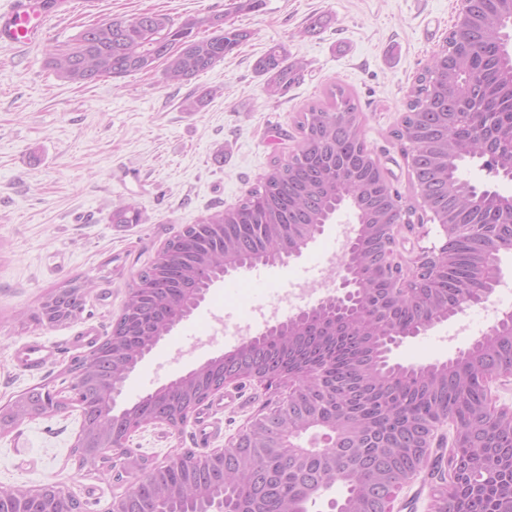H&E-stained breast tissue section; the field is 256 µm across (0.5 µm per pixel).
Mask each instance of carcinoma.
<instances>
[{"mask_svg":"<svg viewBox=\"0 0 512 512\" xmlns=\"http://www.w3.org/2000/svg\"><path fill=\"white\" fill-rule=\"evenodd\" d=\"M163 21L182 48L168 53L147 30ZM512 0H462L455 27L417 75L405 112L393 130L409 159L414 189L428 211L450 224H470L433 275L414 279L400 298L385 295L383 224L411 219L401 194L387 180L364 137V115L353 96L338 85L326 106H311L297 122L301 139L285 163L273 165L264 181L237 204L186 224L158 257L133 275L124 310L138 303L149 315L161 306L171 312L157 326L167 335L179 314L211 277L225 268L270 264L289 243L314 235V225L349 208L358 224L376 228L363 238L353 258L361 289V309L348 310L343 331L331 327L333 310H322L279 333L242 342L224 361L199 374L193 389L148 393L126 408L127 423L164 417L181 421L208 398L224 378L261 376L293 379L288 406L270 413L265 425L245 434V446H230L215 459L189 450L167 468L141 466L130 472L129 495L114 503L120 512H207L224 502V512H309L324 492L343 488L336 512H389L403 479L421 456L415 446L427 433L425 421L446 412L456 423L448 466L463 465L451 489H438L435 512H512L507 476L512 474V417L490 412L484 383L491 373L512 374V328L505 325L467 357L446 366L409 365L394 373L381 366L378 342L388 328L413 330L452 310L472 305L478 286L499 275L485 262L498 245L512 247V224L485 227L489 214L506 213L512 196L495 193L488 206H475L459 189L461 165L489 146L496 176L512 163V50L508 49ZM251 32L228 27L222 13L179 24L157 13L98 21L82 29L72 49L47 53L57 78L87 85L112 77L154 70L186 85L213 69L247 41ZM262 94L276 102L304 78V66L288 60L283 45L255 64ZM212 91L193 88L179 108L199 112ZM113 224H139L141 213L120 204ZM125 361L112 363V381L90 380L79 402L112 421L107 397L125 382ZM45 391L33 387L0 405L8 426L48 415ZM322 432L331 443L320 455L292 457L288 434Z\"/></svg>","mask_w":512,"mask_h":512,"instance_id":"1","label":"carcinoma"}]
</instances>
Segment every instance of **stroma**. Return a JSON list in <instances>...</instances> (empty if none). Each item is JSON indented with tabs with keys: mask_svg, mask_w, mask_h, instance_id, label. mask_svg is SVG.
<instances>
[{
	"mask_svg": "<svg viewBox=\"0 0 512 512\" xmlns=\"http://www.w3.org/2000/svg\"><path fill=\"white\" fill-rule=\"evenodd\" d=\"M238 0H93L51 20L46 44L0 48V404L37 385L61 389L64 369L86 353L92 340L109 335L122 313L133 274L149 263L167 239L217 206L236 204L272 168L287 161L300 138L297 121L311 105L325 102L333 85L349 89L366 116L365 140L379 156L393 185L409 205L422 202L410 185L408 163L391 132L421 68L452 28L461 0H264L241 11ZM151 11L175 21L222 12L227 23L250 31V39L223 62L196 77L215 90L199 112L178 108L183 90L168 85L162 68L104 79L85 86L58 79L44 50L71 47L82 25L131 18ZM328 14L322 32H306L310 17ZM282 44L290 60L306 65L305 80L279 102L266 101L255 64ZM119 204L142 214L138 224H114ZM351 210L336 213L322 235L288 264L265 269L255 289L245 272L226 276L186 321L161 341L128 378L118 399L129 406L176 374L206 358L186 354L195 336L224 317L225 327L256 318L274 293L315 277ZM87 281L91 292L81 317L46 328L32 319L40 302L70 280ZM472 332L455 335V320L406 339L392 354L404 365L439 363L468 349L488 328L481 307L469 310ZM43 342L55 350L39 370L18 367L22 346ZM283 391L253 381L227 384L216 398L219 432L209 443L195 437L192 416L182 432L147 426L128 445L157 465L185 450L224 447L262 407H274ZM81 426L79 410L27 421L0 437V485L36 489L52 483L107 512L121 493L117 468L79 467L72 453Z\"/></svg>",
	"mask_w": 512,
	"mask_h": 512,
	"instance_id": "stroma-1",
	"label": "stroma"
}]
</instances>
